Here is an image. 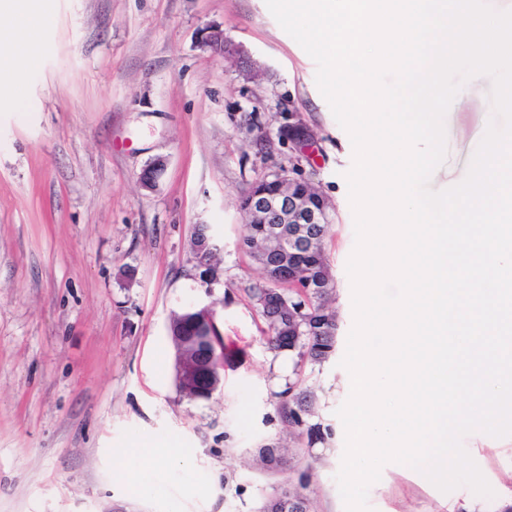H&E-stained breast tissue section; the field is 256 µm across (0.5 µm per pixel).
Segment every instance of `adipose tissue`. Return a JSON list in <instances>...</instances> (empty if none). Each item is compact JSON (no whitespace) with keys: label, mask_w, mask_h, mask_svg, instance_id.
<instances>
[{"label":"adipose tissue","mask_w":512,"mask_h":512,"mask_svg":"<svg viewBox=\"0 0 512 512\" xmlns=\"http://www.w3.org/2000/svg\"><path fill=\"white\" fill-rule=\"evenodd\" d=\"M9 26L0 32V87L21 85L34 65L24 53L33 35L52 21L48 0H0Z\"/></svg>","instance_id":"1"}]
</instances>
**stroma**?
<instances>
[{
    "label": "stroma",
    "mask_w": 512,
    "mask_h": 512,
    "mask_svg": "<svg viewBox=\"0 0 512 512\" xmlns=\"http://www.w3.org/2000/svg\"><path fill=\"white\" fill-rule=\"evenodd\" d=\"M24 83L0 96V512H260L307 475L317 512H344L336 475L350 391L341 367L353 326L346 264L355 245L344 178L348 133L316 64L265 0H51ZM238 48L204 46L209 28ZM491 83L454 98L433 190L465 176L495 111ZM306 124L314 146L279 140ZM272 136L260 148L259 132ZM164 159L154 189L139 175ZM286 173L330 205L325 251L335 282L336 348L295 372L271 350L247 288L263 278L240 241L244 189ZM218 247L203 280L192 234ZM211 307L224 338L223 384L193 399L173 381L171 317ZM317 396L325 443L289 440L278 395ZM463 446L494 491L442 493L396 463L371 485L372 512H501L512 503V436ZM181 448L186 459L141 455ZM280 448L274 468L254 465Z\"/></svg>",
    "instance_id": "stroma-1"
}]
</instances>
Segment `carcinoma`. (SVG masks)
Wrapping results in <instances>:
<instances>
[{
  "label": "carcinoma",
  "instance_id": "carcinoma-1",
  "mask_svg": "<svg viewBox=\"0 0 512 512\" xmlns=\"http://www.w3.org/2000/svg\"><path fill=\"white\" fill-rule=\"evenodd\" d=\"M328 225L319 224L314 233L312 249L303 259L301 271L318 274H330V267L325 254V237ZM288 282V278L277 274V269H264L263 279L248 289L250 298L260 309L267 324V342L271 349L288 350L297 352L299 361L297 366L306 363L321 364L328 360L335 351L336 346V313L329 309L328 303L334 288H322L308 299L288 290L283 296H265L267 288H282ZM288 318L294 315L298 308H304L301 319L300 332L294 336L281 335L271 319L272 306ZM213 344L204 343L197 346L193 343L183 346L184 352L190 355L204 356L213 350L216 355V364H222L224 360V340L220 332L213 331L211 336ZM281 399L280 408L286 422H288L289 434L308 439V443L324 442L331 436V430L322 427L319 423L309 422V417L314 415L315 396L312 391L305 389L298 393L293 392V386H288L279 393Z\"/></svg>",
  "mask_w": 512,
  "mask_h": 512
}]
</instances>
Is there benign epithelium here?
<instances>
[{"instance_id":"7a95c632","label":"benign epithelium","mask_w":512,"mask_h":512,"mask_svg":"<svg viewBox=\"0 0 512 512\" xmlns=\"http://www.w3.org/2000/svg\"><path fill=\"white\" fill-rule=\"evenodd\" d=\"M204 46L222 54L233 53L238 48L224 38V31L212 28L203 40ZM279 137L285 138L295 148L303 150L312 145L313 134L302 123H292L279 131ZM164 161L151 163L140 175L143 187H155L158 173ZM241 208L248 219L255 224L265 225V231L255 238L258 246L268 240H278L282 247L276 250L275 261L281 266H288V276L294 279L303 295L310 297L318 288L327 287V282L319 277H312L300 272L301 257L311 250L313 238L310 225L328 223L327 205L322 198L311 195L306 180L288 177V182L277 176L253 182L241 199ZM292 225L288 235L280 233L279 225ZM195 325V331L204 334L215 324L211 309L207 307L191 308L185 311ZM200 362L189 360L181 352L174 353L175 382L181 383L196 377Z\"/></svg>"}]
</instances>
